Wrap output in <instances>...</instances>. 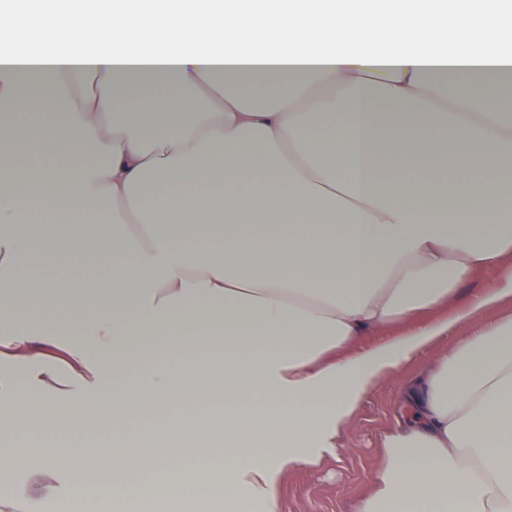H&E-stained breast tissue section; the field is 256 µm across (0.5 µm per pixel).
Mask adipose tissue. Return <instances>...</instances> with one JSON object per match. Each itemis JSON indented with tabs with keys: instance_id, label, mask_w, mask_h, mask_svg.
<instances>
[{
	"instance_id": "ef3b65f1",
	"label": "adipose tissue",
	"mask_w": 512,
	"mask_h": 512,
	"mask_svg": "<svg viewBox=\"0 0 512 512\" xmlns=\"http://www.w3.org/2000/svg\"><path fill=\"white\" fill-rule=\"evenodd\" d=\"M454 2L88 0L29 55L43 11L0 12L14 424L123 435L205 395L191 371L224 376L227 446L272 441L224 469L152 457L150 482L85 489L100 512H280L288 471L444 341L356 512H512V7ZM66 267L112 279L30 278Z\"/></svg>"
}]
</instances>
